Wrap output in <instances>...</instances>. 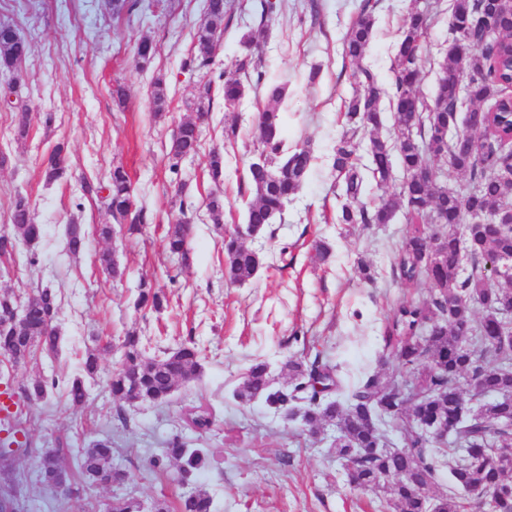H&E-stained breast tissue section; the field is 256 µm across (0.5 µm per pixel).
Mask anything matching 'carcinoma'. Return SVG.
<instances>
[{
  "label": "carcinoma",
  "instance_id": "carcinoma-1",
  "mask_svg": "<svg viewBox=\"0 0 512 512\" xmlns=\"http://www.w3.org/2000/svg\"><path fill=\"white\" fill-rule=\"evenodd\" d=\"M435 12L410 11L401 28L393 59L392 92L378 83L373 72L359 62L374 35L371 5L354 22L343 42V53L358 63L353 73L355 89L344 101L345 129L331 155V172L336 179L338 222L341 224H388L398 209L405 211L410 229L393 253L391 268L401 280L427 279L434 292L427 300H407L396 305L384 329L385 349L398 361L399 374L411 379L419 392L405 402L398 397L395 382L375 370L355 381L341 375V365L315 356L310 362L290 359L285 364L288 383L274 384L268 362L249 365L233 391V399L249 406L261 402L277 411L289 405L300 411L301 431L319 436L326 427L340 431L341 442H331L332 455L349 465V484L389 494L388 512H479L482 497L496 503L497 512H512V429L501 423L512 418V351L500 345L501 336L512 324V267L497 276L488 263L512 262V15L495 0H453L448 23L450 46L436 80L435 95H421L422 65L420 42ZM225 0H207L203 22L196 33L197 53L190 67L203 69L212 64L216 38L229 26ZM251 34L242 36L247 54L234 68L224 70V106L241 102L249 83L265 80L261 56L253 47ZM26 55L24 42L10 30L0 28V69H12ZM470 77L468 95L457 85L458 75ZM287 83L269 86L266 102L259 110L263 133L247 164L245 182V223L224 232V274L233 284L253 279L265 264L264 255L245 244V239L267 234L271 224L282 217L308 178L315 157L306 146L287 144L281 134L282 106ZM213 80L198 87L197 118L204 117L213 104ZM389 98L394 112V143L383 139V99ZM487 113L486 123L475 130L466 128L479 142L472 152L446 149L440 132L459 124L463 103ZM200 147V127L182 122L170 143V170L178 172L179 162ZM63 150L55 149L43 162L46 180L56 181L64 173ZM369 158L368 170L377 187L388 185L394 164L407 179L389 195L390 204L363 200L364 175L361 154ZM446 157L450 168L468 176L459 190L432 185L417 179L418 172ZM208 176L216 185L224 181V154H209ZM104 200L112 217L127 225V233L141 232L148 216L137 207L131 193L128 172L112 170L107 182L86 186ZM206 207L213 222L224 218V196L211 192ZM470 212L480 221L472 223L464 244L458 233L462 214ZM14 235L40 240L43 227L32 222L29 202L19 196L12 206ZM66 251L77 256L86 247L79 224L69 225ZM166 249L178 263L189 261L184 225L167 231ZM27 302L25 322L15 334L0 333V354L24 363L36 350L56 352L61 336L56 327L59 313L57 295L50 288L33 290ZM165 294L143 285L135 305L161 311ZM122 365L109 381L112 400L120 403H162L180 382L196 380L201 372L200 355L189 340L173 351L153 350L151 342L134 332L122 341ZM63 388L68 404L79 407L86 401L80 376L64 382L39 379L21 387L29 401L45 402L54 390ZM441 419L457 426L455 439L442 444L418 430V423ZM213 425L206 407L191 411L186 426L198 433ZM469 449V457L457 447ZM34 455L40 483L53 489L71 482L59 464V449L30 447L17 443L7 451L0 448V473L9 483L0 488V512H24L25 476L11 473L12 458ZM116 450L109 439L98 440L81 449L77 468L84 482L103 486L129 480L116 462ZM173 461L172 479L191 483L212 465L204 448H190L174 435L165 441L162 457L152 458L149 468ZM450 480L448 492L432 500L428 489L443 478ZM474 498L462 501L458 492ZM140 500L131 492L112 499V512H140ZM213 498L198 488L180 499L177 512H213Z\"/></svg>",
  "mask_w": 512,
  "mask_h": 512
}]
</instances>
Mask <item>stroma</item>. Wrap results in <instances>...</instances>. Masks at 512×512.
<instances>
[{
  "label": "stroma",
  "mask_w": 512,
  "mask_h": 512,
  "mask_svg": "<svg viewBox=\"0 0 512 512\" xmlns=\"http://www.w3.org/2000/svg\"><path fill=\"white\" fill-rule=\"evenodd\" d=\"M366 0H273L261 19L259 0H226L232 23L219 41L213 73H223L243 53L240 39L254 32L267 76L287 77L283 136L310 146L317 163L284 221L271 234L249 240L261 250L264 267L248 283L224 278L222 240L227 227L243 223L238 186L253 148L247 134L264 89H250L238 107L225 108L215 96L203 127L198 154L171 171L167 153L171 136L196 116L200 72L185 68L196 52V31L205 0H0V24L12 26L28 45L26 57L8 72L13 102L0 105V230H11L13 202L29 201L42 239L0 259V293L42 285L58 296L57 352H43L27 364L11 366L0 356V392L9 391L17 418L36 448L61 447L63 467L75 472L79 448L111 438L121 466L135 477L133 489L143 505L159 498L177 502L182 486L165 470H150L173 434L189 447L204 448L213 465L197 485L214 498L215 512H386L378 495L351 486L327 441L303 434L263 404L241 406L230 394L245 369L256 360L270 363L278 381L288 379L289 357L315 356L344 364L348 373L395 370L386 358L383 332L394 306L429 298L428 280L395 279L391 259L408 231L404 211L391 223L363 226L336 221L334 177L329 156L343 129V103L355 87V64L342 56V40ZM375 33L363 59L382 85H389L399 30L414 0H373ZM452 0H439L438 15L422 42L419 90L432 97L436 73L448 49ZM156 51L147 64L135 61L142 40ZM163 81L166 105L153 104L156 81ZM124 93V105L115 96ZM32 114L26 136H19L16 114ZM236 124L235 145L224 143V128ZM65 149V171L52 183L43 160L56 146ZM224 151V224H213L204 200L215 186L207 174L213 149ZM128 172L134 200L149 222L135 235L104 239L97 225L113 217L85 184L105 181L113 167ZM193 201L180 212L174 193ZM189 220L190 263L180 266L165 249L172 224ZM83 225L84 252L65 250L69 224ZM322 241L328 260L314 250ZM115 252L122 279L104 274L98 256ZM36 265H29V257ZM368 264L372 282H364L359 264ZM150 282L168 299L154 312L137 308L138 286ZM151 338L171 349L195 341L202 373L176 387L163 404L117 406L109 378L123 355L126 332ZM99 350L98 372L86 378L88 398L71 407L60 396L31 402L19 388L32 379L65 380L80 375V358ZM208 405L216 421L206 434L187 429L183 417L192 406ZM126 427H119L116 410Z\"/></svg>",
  "instance_id": "obj_1"
}]
</instances>
